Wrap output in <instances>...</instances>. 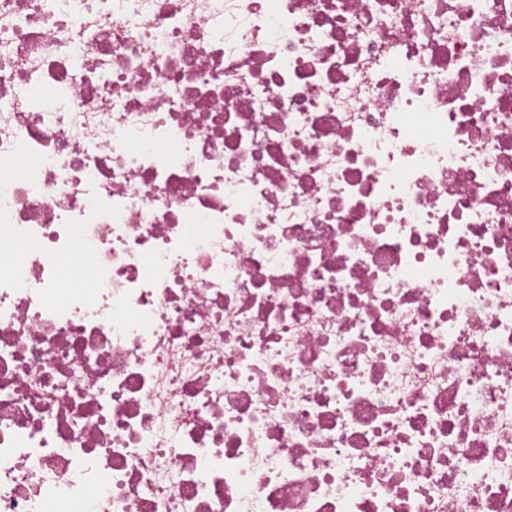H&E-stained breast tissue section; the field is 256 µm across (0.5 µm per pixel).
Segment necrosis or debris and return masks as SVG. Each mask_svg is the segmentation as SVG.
<instances>
[{"instance_id":"4bbe7bcc","label":"necrosis or debris","mask_w":512,"mask_h":512,"mask_svg":"<svg viewBox=\"0 0 512 512\" xmlns=\"http://www.w3.org/2000/svg\"><path fill=\"white\" fill-rule=\"evenodd\" d=\"M0 252V512H512V0H0Z\"/></svg>"}]
</instances>
